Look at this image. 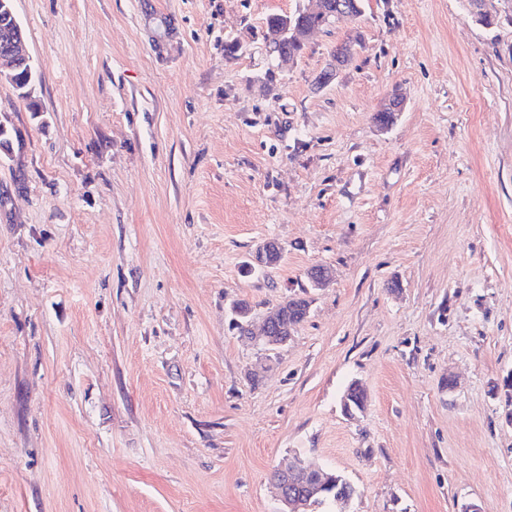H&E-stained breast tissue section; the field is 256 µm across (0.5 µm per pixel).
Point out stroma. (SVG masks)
Instances as JSON below:
<instances>
[{
	"label": "stroma",
	"instance_id": "obj_1",
	"mask_svg": "<svg viewBox=\"0 0 512 512\" xmlns=\"http://www.w3.org/2000/svg\"><path fill=\"white\" fill-rule=\"evenodd\" d=\"M299 3L14 0L41 82H0V512H277L292 457L350 512H512V0H366L283 63ZM294 295L285 345L229 326ZM310 300L300 296H290L284 300L278 307V323L275 328V336H273L274 317L276 312L266 317L261 327L257 330L253 328L251 323L249 335V326L252 317V308L245 300L233 301L230 306L232 315V324L237 330L240 338L246 339L256 346L265 348H273L283 345L287 340H280V336H291L302 322L307 318L310 311ZM327 473L329 475L328 482L331 483L333 491L311 498L306 503L307 508L305 512H315L313 509L323 505H328L330 509L328 511L316 512H342L348 505L345 503V500L349 499L352 501L354 498L356 489L345 475L336 471H327Z\"/></svg>",
	"mask_w": 512,
	"mask_h": 512
}]
</instances>
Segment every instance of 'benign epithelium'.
<instances>
[{"label": "benign epithelium", "mask_w": 512, "mask_h": 512, "mask_svg": "<svg viewBox=\"0 0 512 512\" xmlns=\"http://www.w3.org/2000/svg\"><path fill=\"white\" fill-rule=\"evenodd\" d=\"M0 34L4 36V47L0 49V81L12 85L19 99L29 102L33 99L39 79L33 78L35 67L25 51L24 38L20 23L13 8V0H0ZM28 66V76L17 78L20 65ZM281 255V247L273 240L262 243L255 251V261L263 267H271L275 262L268 257ZM274 315H269L261 327L251 330L247 340L265 348L282 345L280 337L273 335ZM277 488L281 512H302L303 499L310 493L321 491L324 471L307 468L299 475L294 467L286 466L277 470L274 479Z\"/></svg>", "instance_id": "obj_1"}]
</instances>
